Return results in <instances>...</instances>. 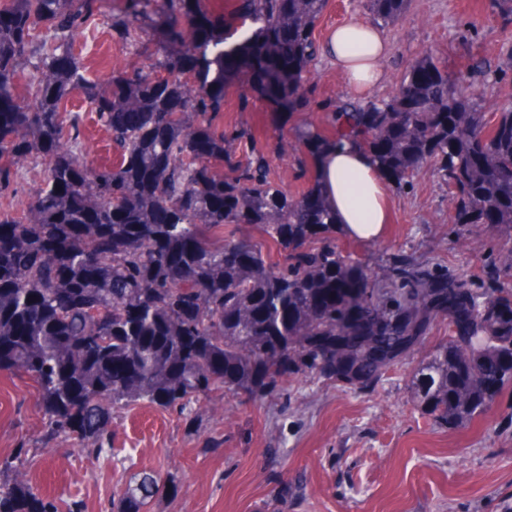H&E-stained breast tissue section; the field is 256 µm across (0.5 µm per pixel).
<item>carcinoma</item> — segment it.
<instances>
[{
    "label": "carcinoma",
    "mask_w": 512,
    "mask_h": 512,
    "mask_svg": "<svg viewBox=\"0 0 512 512\" xmlns=\"http://www.w3.org/2000/svg\"><path fill=\"white\" fill-rule=\"evenodd\" d=\"M151 2L104 18L113 42L140 53ZM101 3L0 0V196L14 191L20 163L43 168L26 210L0 209V370L37 384L43 444L71 439L97 455L112 446L117 409L184 411L218 391L265 397L298 374L363 392L410 364L413 405L446 429L512 391V279L474 288L404 257L380 286L336 244L318 181L287 193L263 156L236 159L246 132L215 125L236 73L285 108L305 105L327 0H235L238 28L201 0H165L166 24L193 27L187 38L168 29L177 68L166 51L105 80L87 77L71 47ZM406 4L363 0L384 25ZM76 95L109 132V164L83 159L79 115L66 108ZM330 119L332 135H304L312 156L361 137L399 187L432 168L453 222L491 225L494 250L512 260V108L486 117L467 77L424 54L391 97L346 102ZM212 158L237 175L217 174ZM438 323L448 336L428 349ZM458 356L472 366L465 383ZM27 455L22 445L0 461V512H85L34 489ZM160 482L141 478L116 512H143Z\"/></svg>",
    "instance_id": "1"
}]
</instances>
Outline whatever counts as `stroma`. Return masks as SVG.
I'll return each instance as SVG.
<instances>
[{
	"instance_id": "stroma-1",
	"label": "stroma",
	"mask_w": 512,
	"mask_h": 512,
	"mask_svg": "<svg viewBox=\"0 0 512 512\" xmlns=\"http://www.w3.org/2000/svg\"><path fill=\"white\" fill-rule=\"evenodd\" d=\"M383 33L385 75L369 99L390 97L408 65L429 54L448 73L468 72L494 108L505 105L497 90L512 84V20L492 0H408ZM73 49L92 78L140 62L102 24L76 35ZM483 59L489 71L476 68ZM307 89V105L290 111L238 75L224 86L217 119L252 137L271 177L291 194L316 176L303 133L330 132L332 108L352 96L323 54ZM67 108L81 117L87 164L112 159L109 136L82 99L73 97ZM386 190L391 221L383 238L336 239L375 277L402 256L462 274L478 287L512 272L491 250L486 225L453 224L448 188L431 169L411 188L390 183ZM407 374L404 367L393 370L370 394L292 376L280 395L248 400L214 393L190 416L137 404L115 414L114 456L107 462L68 442L42 445L46 419L36 384L2 371L0 460L27 443L29 482L50 497L83 501L85 512H112L113 501L146 473L164 485L150 512H512V394L469 426L447 430L414 407Z\"/></svg>"
}]
</instances>
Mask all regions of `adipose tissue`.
<instances>
[{"mask_svg":"<svg viewBox=\"0 0 512 512\" xmlns=\"http://www.w3.org/2000/svg\"><path fill=\"white\" fill-rule=\"evenodd\" d=\"M389 45L380 30L360 20L333 28L323 51L357 94L382 82ZM320 188L344 237L364 243L379 240L386 222L385 183L371 156L347 143L324 154L318 165Z\"/></svg>","mask_w":512,"mask_h":512,"instance_id":"obj_1","label":"adipose tissue"}]
</instances>
